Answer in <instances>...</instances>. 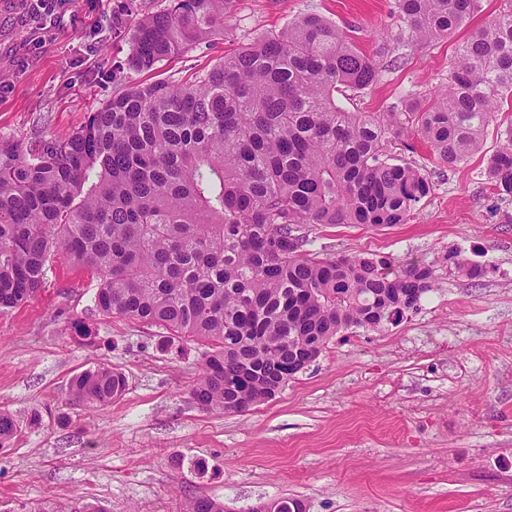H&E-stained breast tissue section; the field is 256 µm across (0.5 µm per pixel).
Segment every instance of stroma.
<instances>
[{"label":"stroma","mask_w":512,"mask_h":512,"mask_svg":"<svg viewBox=\"0 0 512 512\" xmlns=\"http://www.w3.org/2000/svg\"><path fill=\"white\" fill-rule=\"evenodd\" d=\"M394 0H235L223 35L157 64L127 70L134 21L169 0H0V137L64 139L125 84L187 81L224 55L316 13L346 31L380 67L378 80L339 99L387 112L414 92L435 93L470 32L497 14L482 0L467 28L406 49L379 51ZM503 104L483 148L455 168L426 145L396 150L432 185L407 223L307 227L311 252L371 253L431 267L438 286L379 330L351 328L276 396L243 413L202 410L189 390L201 345L94 304L97 278L52 255L43 288L0 314V408L21 425L0 449V512H183L188 499L247 512L298 498L307 512H512V200L485 175ZM482 266L469 279L450 258ZM85 320L91 344L69 324ZM105 363L127 389L111 404H70L69 381ZM38 424H31L32 415Z\"/></svg>","instance_id":"35a3bbf8"}]
</instances>
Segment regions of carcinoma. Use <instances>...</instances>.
<instances>
[{"label":"carcinoma","mask_w":512,"mask_h":512,"mask_svg":"<svg viewBox=\"0 0 512 512\" xmlns=\"http://www.w3.org/2000/svg\"><path fill=\"white\" fill-rule=\"evenodd\" d=\"M233 0H170L136 21L126 66L150 71L224 31ZM389 54L451 36L481 0H394ZM379 76L335 23L308 14L241 46L183 83L112 95L65 139L0 137V312L43 288L64 250L98 278L106 316L158 324L207 346L190 388L202 408L242 413L288 383V362L320 355L339 332L379 330L433 290L432 271L373 254L318 256L303 227L409 220L430 183L392 148L417 135L450 168L482 145L512 100V0L464 41L448 87L404 110L349 112L336 100ZM512 199V124L485 171ZM73 399L104 406L125 375L72 377ZM18 421L0 410V448ZM185 512H224L192 499Z\"/></svg>","instance_id":"obj_1"}]
</instances>
